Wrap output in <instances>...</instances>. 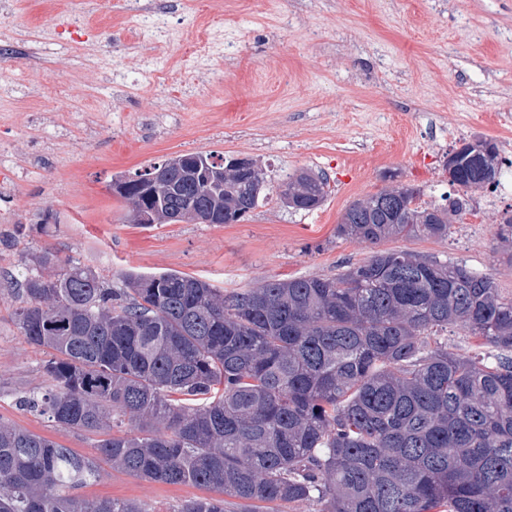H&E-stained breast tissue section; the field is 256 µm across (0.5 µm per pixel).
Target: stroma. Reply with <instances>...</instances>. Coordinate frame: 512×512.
<instances>
[{
    "instance_id": "1",
    "label": "stroma",
    "mask_w": 512,
    "mask_h": 512,
    "mask_svg": "<svg viewBox=\"0 0 512 512\" xmlns=\"http://www.w3.org/2000/svg\"><path fill=\"white\" fill-rule=\"evenodd\" d=\"M146 0H88L84 39L63 40L62 0H0V41L37 25V53L0 62V418L93 457L96 437L19 404L44 389V354L13 321V279L45 249L108 279L124 270L183 272L224 291L271 278L333 277L383 251L466 265L512 298V263L495 235L512 211V169L497 194L478 189L444 238L378 243L337 237L353 202L394 185L442 204L449 150L479 138L512 156V0H208L204 21L173 4L156 40L143 38ZM209 33L223 52L190 58ZM138 90L104 112L116 75ZM250 157L279 192L300 170L327 175L316 210L279 201L235 224L124 220L110 184L187 153ZM86 496L170 512L203 496L102 465Z\"/></svg>"
}]
</instances>
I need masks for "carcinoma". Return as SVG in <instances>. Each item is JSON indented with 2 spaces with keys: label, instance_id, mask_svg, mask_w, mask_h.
I'll return each instance as SVG.
<instances>
[{
  "label": "carcinoma",
  "instance_id": "carcinoma-1",
  "mask_svg": "<svg viewBox=\"0 0 512 512\" xmlns=\"http://www.w3.org/2000/svg\"><path fill=\"white\" fill-rule=\"evenodd\" d=\"M169 183L112 193L141 224H235L269 198L262 170L177 156ZM497 146L455 152L449 183L496 184ZM210 169L205 180L195 176ZM324 174L288 176L282 206L311 211ZM392 186L350 205L336 235L376 243L448 236L466 200L416 204ZM121 286L42 251L18 282L14 319L49 356L51 385L22 403L73 433L87 457L0 419V512H149L89 498L99 461L131 476L218 492L174 512H242L314 501L317 512H512V298L492 278L409 251L334 277L268 279L230 293L177 271L119 274ZM464 329L495 355H460L439 333Z\"/></svg>",
  "mask_w": 512,
  "mask_h": 512
}]
</instances>
